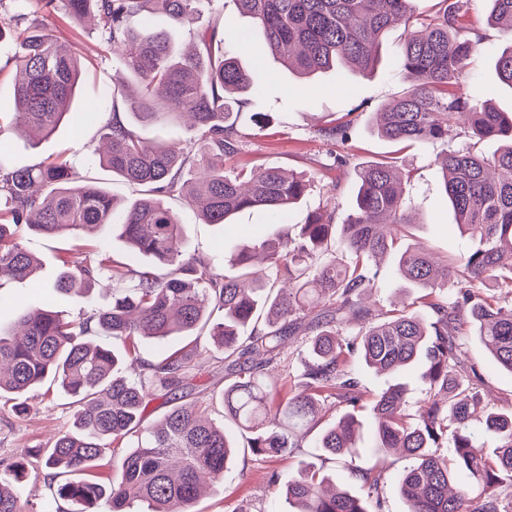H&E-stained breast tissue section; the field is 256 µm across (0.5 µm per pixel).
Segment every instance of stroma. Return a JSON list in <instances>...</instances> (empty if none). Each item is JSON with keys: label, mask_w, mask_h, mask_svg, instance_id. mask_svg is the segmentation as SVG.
I'll return each mask as SVG.
<instances>
[{"label": "stroma", "mask_w": 512, "mask_h": 512, "mask_svg": "<svg viewBox=\"0 0 512 512\" xmlns=\"http://www.w3.org/2000/svg\"><path fill=\"white\" fill-rule=\"evenodd\" d=\"M492 4L490 0H473L471 19L483 41L469 60L459 88L467 90L481 84L493 107L512 113V88L501 84L494 73L498 53L512 44V37L486 23ZM47 23L61 39L76 43L83 64L80 86L74 103L75 110L92 104L96 116L81 127L61 124L52 135L33 141L13 129L16 104L12 93L14 83L13 56L16 44L0 43V164L10 169H22L63 155L89 180L98 182L118 198L130 200L141 196L143 189L113 178L100 167L92 155L101 126L112 113V93L115 89V55L104 42L97 25L71 23L64 5H57ZM197 27L218 26L225 29L227 50H235V31L252 33V45L240 59L248 68L259 70L263 78L260 95L250 97L241 131L245 143L241 153L226 163L227 174L240 169L276 166L286 171L306 173L312 180L308 197L295 208V222H302L307 213L327 204L347 206L345 191L355 178L359 164L367 161L392 160L409 170V191L414 199L415 222L408 229V243H422L439 262H452L468 247L467 233L459 230L444 193L441 175L433 163L439 146H405L386 141L373 130L374 114L384 104L403 96L410 83L393 63L405 37L404 26L387 29L379 39L378 64L374 72L360 74L349 68L339 73L318 74L299 78L290 73L267 50L260 32L254 31L251 20L240 15L233 0H199ZM348 123V139L339 142L324 138L322 129L336 123ZM345 155L346 166L335 163L336 155ZM181 224L185 227L188 254L202 256L223 265L224 255L236 246L255 239L276 240L290 232V225L281 223L269 213L243 210L232 218L231 225L208 224L196 209L172 201ZM22 244L36 257L39 266L34 276L0 286V326L9 327L29 309L52 308L77 317L91 310V302L108 301L111 285L94 289L91 296L77 293H57L54 282L61 270L62 259L78 264L98 259L93 237L75 239L66 235L44 236L24 233ZM309 334L296 330L286 342L280 361L264 368L266 382L279 392H288L297 383L308 357L306 343ZM459 340L463 355L477 374L475 383L488 391L491 403L498 409H512V373L500 368L481 341L470 330H462ZM28 412L16 416L9 397L0 398V458L24 454L31 448L50 447L59 434L72 430L74 408L57 389L39 388L29 392ZM211 417L234 435L238 455L223 479L206 488L195 505L196 512H295V506L284 492L291 474L313 464L321 467L336 485L345 487L354 496L366 497L367 487L359 477L362 469L375 468L382 473V482L371 512H408L401 497L397 478L407 465L396 453L373 455L371 447L375 423L369 405H362L358 417L363 423V437L358 443L359 455L354 462L324 458L315 443L327 425L336 420L335 409L321 413L310 432L304 433L300 448L285 457L263 459L255 456L241 434L222 409ZM277 473L278 484H270V473Z\"/></svg>", "instance_id": "1"}]
</instances>
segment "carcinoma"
<instances>
[{"instance_id":"cac0c4a2","label":"carcinoma","mask_w":512,"mask_h":512,"mask_svg":"<svg viewBox=\"0 0 512 512\" xmlns=\"http://www.w3.org/2000/svg\"><path fill=\"white\" fill-rule=\"evenodd\" d=\"M28 0H0V39L14 21L28 23L15 54L20 78L13 83L17 103L14 126L30 137L51 134L64 121H82L88 113L70 111L81 75L77 49L62 42L37 17L7 15ZM77 21L98 18L103 39L119 52L120 94L131 120L113 110L101 127L100 163L112 176L148 186L130 202L106 188L86 183L65 161L10 170L0 165V286L28 278L33 258L20 239L25 230L76 236L87 229L104 231L96 245L101 259L73 269L63 261L55 289L88 293L110 276L128 281L112 289V302L83 320H68L50 309L23 313L15 329L0 328V394L21 401L31 388L49 380L73 399L74 430L39 450L44 466L79 476L57 490L72 508L57 512H93L105 498L110 512H130L146 501L151 512H194L204 483L224 476L238 445L224 428L208 420L197 405L199 369L194 356L180 349L158 362L139 360L134 376L121 374L123 356L138 357L141 338L191 336L210 326L224 371L234 382L224 388V413L249 433L257 456H286L300 447L297 431L312 428L321 402L334 398L346 411L322 430L317 447L334 458L358 453L360 428L354 410L364 394L345 365L358 355L376 373L390 376L372 400L377 452L399 448L411 464L403 471L400 493L409 512H512V412L489 406L468 383L458 336L469 325L494 361L512 372V114L478 105L474 95L451 90L465 73L482 36L468 23L472 0H441L439 12L418 18L413 0H234L251 18L270 52L300 75L347 65L374 68L379 36L388 28H408L396 69L411 87L382 106L375 129L397 144L440 143L443 187L455 224L467 232L470 249L451 264L435 265L421 246L402 245V229L413 223L405 185L410 174L394 162L368 163L348 187L350 212L309 215L300 232L277 242L236 248L228 276L211 262L185 251L184 228L166 199L178 197L199 210L209 224L224 225L244 209L266 211L283 221L306 195L310 183L278 167L241 171L230 177L224 162L242 149L239 130L247 97L260 85L259 75L239 57L212 51L214 29H196L200 47L175 49L163 30L141 32L155 17L183 25L195 22L196 0H64ZM490 24L512 36V0H492ZM498 79L512 88V48L496 59ZM192 119L194 136L179 150L145 137V132L176 118L165 110L158 92ZM463 130L499 143L490 157L456 143ZM353 256L339 262L332 234ZM167 269L163 275L110 263L112 238ZM266 254L274 284L249 272L252 252ZM388 260L403 293L416 289L427 313L407 302L375 314L362 296L378 288V265ZM460 287L448 293V283ZM494 285L496 297L485 287ZM317 330L300 384L280 399L269 391L257 362L281 358L284 340L307 313ZM221 316L214 317L215 312ZM95 331L129 345L125 354L92 345ZM418 368L428 399L422 413L405 411L403 374ZM163 400L167 411L155 425H143L146 398ZM494 442V453L476 452ZM453 442L457 468H448L445 443ZM121 446L125 452L105 449ZM27 457L0 459V474L18 483L28 476ZM314 466L290 476L285 486L298 512H368L364 502L327 485ZM484 493L473 500L470 486ZM0 512H36L31 501L0 481Z\"/></svg>"}]
</instances>
